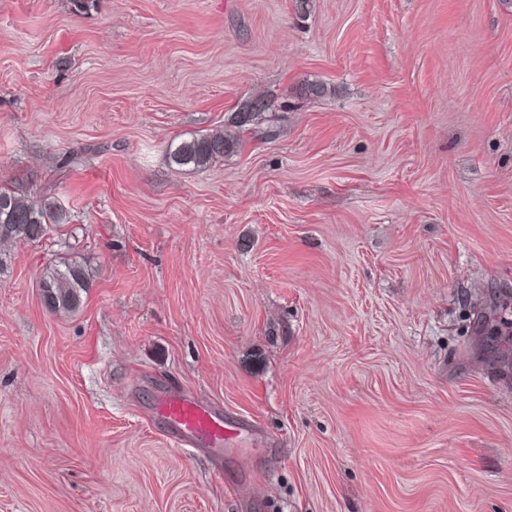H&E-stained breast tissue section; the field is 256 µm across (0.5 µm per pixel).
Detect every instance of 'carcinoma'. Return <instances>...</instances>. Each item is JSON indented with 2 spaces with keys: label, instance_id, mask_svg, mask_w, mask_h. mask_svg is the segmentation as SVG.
Segmentation results:
<instances>
[{
  "label": "carcinoma",
  "instance_id": "obj_1",
  "mask_svg": "<svg viewBox=\"0 0 512 512\" xmlns=\"http://www.w3.org/2000/svg\"><path fill=\"white\" fill-rule=\"evenodd\" d=\"M233 140L216 132L181 140L170 152L171 161L195 169L206 168L224 158ZM67 221L61 206L50 201H28L8 189L0 188V241L36 243L46 239L53 229ZM90 274L76 261L52 265L40 280L46 308L53 312H73L90 288Z\"/></svg>",
  "mask_w": 512,
  "mask_h": 512
}]
</instances>
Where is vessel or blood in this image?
Returning <instances> with one entry per match:
<instances>
[{"label":"vessel or blood","instance_id":"b4317fda","mask_svg":"<svg viewBox=\"0 0 512 512\" xmlns=\"http://www.w3.org/2000/svg\"><path fill=\"white\" fill-rule=\"evenodd\" d=\"M157 414L169 438L180 447L225 446L242 431L240 425L212 413L201 402L176 394L163 397Z\"/></svg>","mask_w":512,"mask_h":512}]
</instances>
